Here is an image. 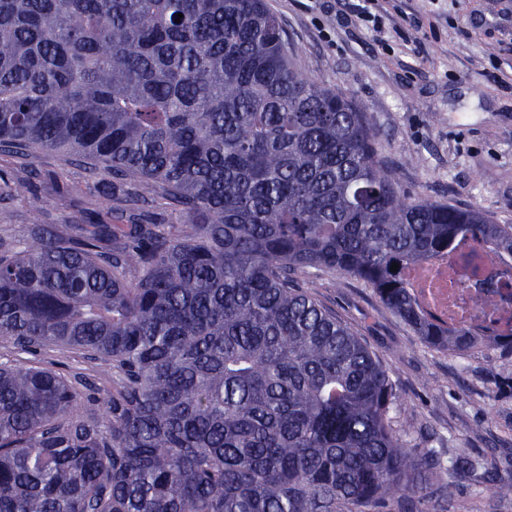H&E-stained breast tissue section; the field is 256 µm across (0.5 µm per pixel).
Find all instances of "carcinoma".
<instances>
[{
    "mask_svg": "<svg viewBox=\"0 0 512 512\" xmlns=\"http://www.w3.org/2000/svg\"><path fill=\"white\" fill-rule=\"evenodd\" d=\"M52 151L130 208L0 245V337L118 381L83 402L54 370L0 366V512L448 496L392 426L386 370L300 274L355 277L422 342L467 354L489 338L426 318L400 269L463 236L512 254V225L406 197L366 113L298 67L265 0H0V152L30 179ZM157 198L172 223L142 208Z\"/></svg>",
    "mask_w": 512,
    "mask_h": 512,
    "instance_id": "carcinoma-1",
    "label": "carcinoma"
}]
</instances>
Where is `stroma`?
I'll use <instances>...</instances> for the list:
<instances>
[{"instance_id": "obj_1", "label": "stroma", "mask_w": 512, "mask_h": 512, "mask_svg": "<svg viewBox=\"0 0 512 512\" xmlns=\"http://www.w3.org/2000/svg\"><path fill=\"white\" fill-rule=\"evenodd\" d=\"M358 0H265L300 51L308 75L358 101L413 198L475 208L512 225V0H393L398 10L379 43L358 21ZM33 189L0 201V241L27 236L34 220L95 224L111 218L101 184L61 155L44 153ZM315 294L380 361L396 389L394 426L410 446L449 466L448 499L432 512H512L464 470L492 460L512 476V347L489 343L465 355L421 342L351 276L307 270ZM72 381L81 394L113 385L104 362L78 351L43 348L35 356L0 338V362L28 360Z\"/></svg>"}]
</instances>
